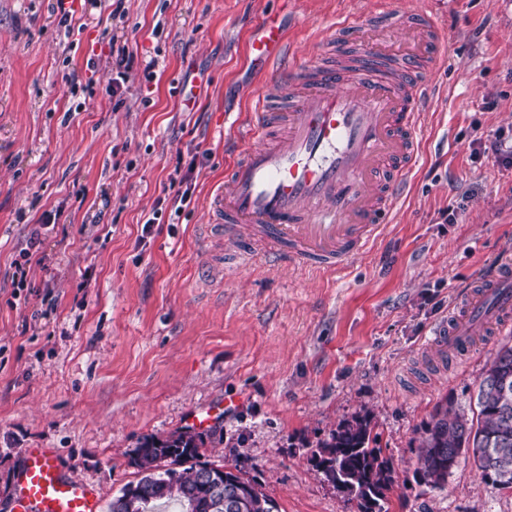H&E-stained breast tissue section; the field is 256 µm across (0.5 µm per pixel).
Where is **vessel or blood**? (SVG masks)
I'll list each match as a JSON object with an SVG mask.
<instances>
[{
  "instance_id": "obj_1",
  "label": "vessel or blood",
  "mask_w": 512,
  "mask_h": 512,
  "mask_svg": "<svg viewBox=\"0 0 512 512\" xmlns=\"http://www.w3.org/2000/svg\"><path fill=\"white\" fill-rule=\"evenodd\" d=\"M416 50L404 58L364 47L353 17L323 30L329 53L271 79L291 53L287 28L261 18L248 51L266 84L236 127L224 182L209 208L210 231L237 241L230 264L262 256L298 268H342L364 253L408 191L418 161L429 74L440 65L438 20L398 14ZM512 321V260L467 290L432 340L443 353ZM15 512H102L95 488L63 471L54 448L30 449L13 493Z\"/></svg>"
}]
</instances>
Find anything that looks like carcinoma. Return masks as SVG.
I'll return each mask as SVG.
<instances>
[{
  "label": "carcinoma",
  "mask_w": 512,
  "mask_h": 512,
  "mask_svg": "<svg viewBox=\"0 0 512 512\" xmlns=\"http://www.w3.org/2000/svg\"><path fill=\"white\" fill-rule=\"evenodd\" d=\"M477 414L469 418L452 407H439L423 428L418 448L419 482L441 487L452 473L449 462L471 459L482 477L501 489H512V346L503 345L482 375L476 396ZM207 435L176 431L164 438H143L132 459L143 476L124 488L136 494L141 512L160 502L176 501L186 512H229L225 500L244 501L243 512H279L273 498L255 481L226 472L216 489L204 477L215 464L202 460ZM325 478L349 499L358 512H386L392 489L391 466L377 447L371 420L355 416L331 430L313 451Z\"/></svg>",
  "instance_id": "carcinoma-1"
}]
</instances>
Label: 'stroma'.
Instances as JSON below:
<instances>
[{"mask_svg": "<svg viewBox=\"0 0 512 512\" xmlns=\"http://www.w3.org/2000/svg\"><path fill=\"white\" fill-rule=\"evenodd\" d=\"M384 2L123 0L115 18L112 0H80L68 36L57 0H0V512L29 449H59L107 506L139 481L144 436L189 428L210 407L220 438L204 460L241 470L279 512H357L312 458L357 415L391 462L387 512H512V491L472 461L440 488L416 476L437 406L474 409L483 373L512 345V331L479 335L443 359L430 344L464 286L512 258V168L472 162L469 149L512 130V0H396L438 15L446 61L429 77L410 192L353 263L234 272L216 261L233 243L204 230L225 126L259 89L245 54L259 18L279 14L311 65L319 27L368 20ZM106 33L133 56L118 87ZM88 80L91 92L72 93ZM192 160L191 203L143 234ZM55 207L61 224L42 233L28 287L13 288L14 262Z\"/></svg>", "mask_w": 512, "mask_h": 512, "instance_id": "1", "label": "stroma"}]
</instances>
